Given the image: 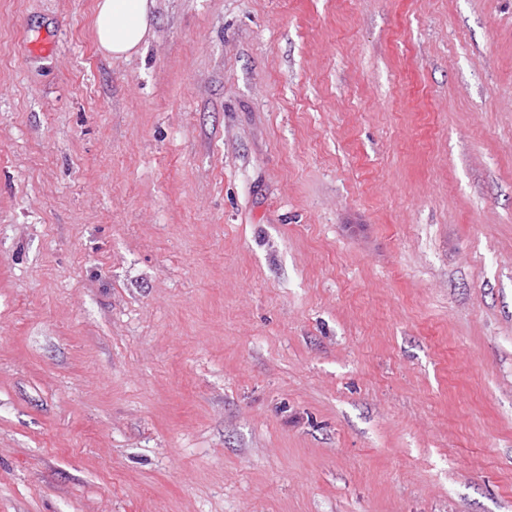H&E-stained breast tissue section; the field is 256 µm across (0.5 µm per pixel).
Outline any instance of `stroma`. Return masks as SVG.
I'll return each mask as SVG.
<instances>
[{"instance_id": "obj_1", "label": "stroma", "mask_w": 512, "mask_h": 512, "mask_svg": "<svg viewBox=\"0 0 512 512\" xmlns=\"http://www.w3.org/2000/svg\"><path fill=\"white\" fill-rule=\"evenodd\" d=\"M0 0V512H512V0ZM153 0H97L94 35L100 50L111 57H128L145 39Z\"/></svg>"}]
</instances>
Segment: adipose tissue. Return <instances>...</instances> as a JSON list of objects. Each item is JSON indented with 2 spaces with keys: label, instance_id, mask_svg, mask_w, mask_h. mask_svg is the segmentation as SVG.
Here are the masks:
<instances>
[{
  "label": "adipose tissue",
  "instance_id": "adipose-tissue-1",
  "mask_svg": "<svg viewBox=\"0 0 512 512\" xmlns=\"http://www.w3.org/2000/svg\"><path fill=\"white\" fill-rule=\"evenodd\" d=\"M153 0H97L94 35L97 45L112 57L135 53L151 23Z\"/></svg>",
  "mask_w": 512,
  "mask_h": 512
}]
</instances>
